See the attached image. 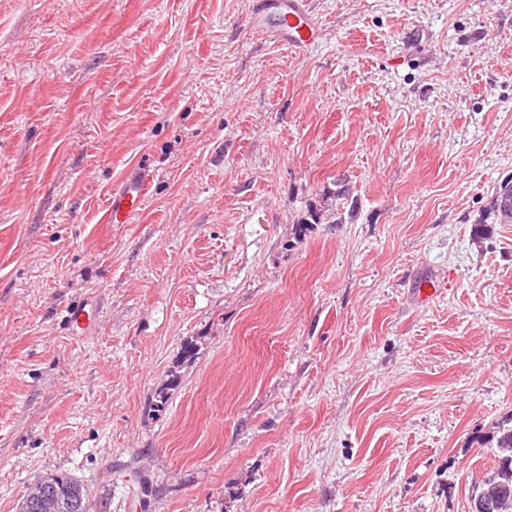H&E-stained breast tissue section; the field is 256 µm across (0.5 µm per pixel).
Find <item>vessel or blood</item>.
I'll return each mask as SVG.
<instances>
[{
	"label": "vessel or blood",
	"instance_id": "vessel-or-blood-1",
	"mask_svg": "<svg viewBox=\"0 0 512 512\" xmlns=\"http://www.w3.org/2000/svg\"><path fill=\"white\" fill-rule=\"evenodd\" d=\"M251 26L257 33L293 50H304L314 45L321 31L308 0H255ZM145 188V180L132 179L113 193L105 213L106 223H129L141 208ZM95 312L94 303H81L70 309L67 321L81 332L88 333L96 324Z\"/></svg>",
	"mask_w": 512,
	"mask_h": 512
}]
</instances>
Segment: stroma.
<instances>
[{"label": "stroma", "mask_w": 512, "mask_h": 512, "mask_svg": "<svg viewBox=\"0 0 512 512\" xmlns=\"http://www.w3.org/2000/svg\"><path fill=\"white\" fill-rule=\"evenodd\" d=\"M309 2L298 52L254 0H0V512L46 474L90 512H468L512 419V0ZM147 182L131 179L112 194L105 213L107 224H127L138 213L144 200ZM488 215L494 217V224H512V178L495 188ZM96 305L92 302L80 303L70 309L67 323L74 325L82 333H89L96 324Z\"/></svg>", "instance_id": "obj_1"}]
</instances>
